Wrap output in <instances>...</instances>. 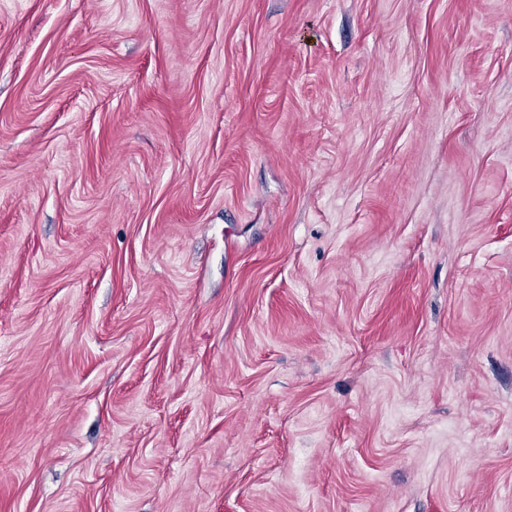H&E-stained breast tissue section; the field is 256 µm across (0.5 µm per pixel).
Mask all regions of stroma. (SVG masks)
Segmentation results:
<instances>
[{
	"mask_svg": "<svg viewBox=\"0 0 512 512\" xmlns=\"http://www.w3.org/2000/svg\"><path fill=\"white\" fill-rule=\"evenodd\" d=\"M0 512H512V0H0Z\"/></svg>",
	"mask_w": 512,
	"mask_h": 512,
	"instance_id": "35a3bbf8",
	"label": "stroma"
}]
</instances>
